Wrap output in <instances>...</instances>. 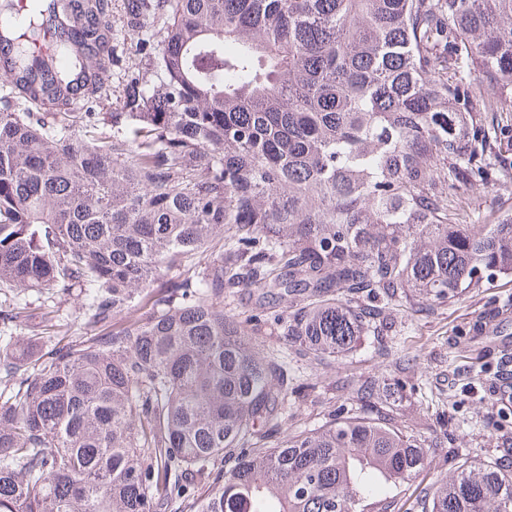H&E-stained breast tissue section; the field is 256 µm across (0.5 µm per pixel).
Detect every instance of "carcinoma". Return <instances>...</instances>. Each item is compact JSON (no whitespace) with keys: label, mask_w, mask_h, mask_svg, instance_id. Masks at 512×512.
<instances>
[{"label":"carcinoma","mask_w":512,"mask_h":512,"mask_svg":"<svg viewBox=\"0 0 512 512\" xmlns=\"http://www.w3.org/2000/svg\"><path fill=\"white\" fill-rule=\"evenodd\" d=\"M111 16L0 0V290L77 286L89 309L82 336L45 313L0 350V512H400L379 488L427 458L380 386L353 391L366 413L279 438L288 368L251 332L321 363L512 278V211L472 224L463 205L512 184V124L486 117L512 112V0ZM117 75L119 108L77 111ZM226 288L253 289L251 312H224ZM452 460L421 512H512V464Z\"/></svg>","instance_id":"1"}]
</instances>
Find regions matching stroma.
<instances>
[{
    "instance_id": "1",
    "label": "stroma",
    "mask_w": 512,
    "mask_h": 512,
    "mask_svg": "<svg viewBox=\"0 0 512 512\" xmlns=\"http://www.w3.org/2000/svg\"><path fill=\"white\" fill-rule=\"evenodd\" d=\"M474 223L490 224L512 208V188L477 187L465 198ZM0 304L52 312L69 335L84 332L83 294L28 288L0 291ZM303 398L279 420L280 435L314 429L345 405L352 383L372 378L390 386V415L424 440L427 466L401 486L405 512H419L424 488L447 476L448 451L459 448L477 462L512 456V281L497 279L454 300L400 317L393 336L367 335L331 365L293 359Z\"/></svg>"
}]
</instances>
